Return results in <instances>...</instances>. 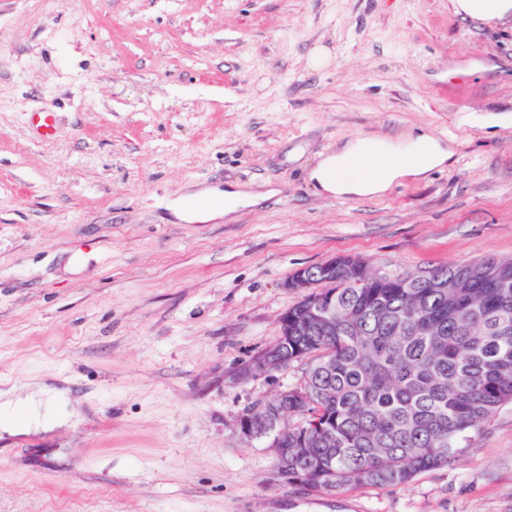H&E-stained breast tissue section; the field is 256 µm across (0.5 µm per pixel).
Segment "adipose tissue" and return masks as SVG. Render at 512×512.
Instances as JSON below:
<instances>
[{
	"label": "adipose tissue",
	"mask_w": 512,
	"mask_h": 512,
	"mask_svg": "<svg viewBox=\"0 0 512 512\" xmlns=\"http://www.w3.org/2000/svg\"><path fill=\"white\" fill-rule=\"evenodd\" d=\"M451 144L432 135L421 133L404 146L377 135H363L342 143L336 152L326 155L309 174L320 188L329 194L377 196L405 178L422 179L433 169L444 166L453 157ZM199 205L184 209L175 204L176 215L186 221H208L221 217L223 212H234L262 202V195L241 189H226V209L212 207L211 192L194 194ZM68 389L43 382L29 384L25 396L13 390L0 389V434L11 436L48 433L68 425L67 415L48 416L51 405L66 401Z\"/></svg>",
	"instance_id": "ef3b65f1"
}]
</instances>
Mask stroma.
Returning <instances> with one entry per match:
<instances>
[{
    "mask_svg": "<svg viewBox=\"0 0 512 512\" xmlns=\"http://www.w3.org/2000/svg\"><path fill=\"white\" fill-rule=\"evenodd\" d=\"M420 132L456 142L425 179L358 198L309 178L339 141ZM230 184L271 196L172 210ZM339 255L512 258L511 22L452 0H0V388L65 386L77 416L0 438V512H512V405L390 489L313 493L240 439L302 380L247 372L288 280ZM216 195L212 191H198L188 194V198H195L199 202V206L194 210H186L181 202H177L173 209L176 215L185 221H208L228 215L231 212L241 208H247L258 205L264 199L263 195L252 193L249 191L232 188L224 190V199L228 205L224 206V210L214 208L210 205V199Z\"/></svg>",
    "mask_w": 512,
    "mask_h": 512,
    "instance_id": "stroma-1",
    "label": "stroma"
}]
</instances>
